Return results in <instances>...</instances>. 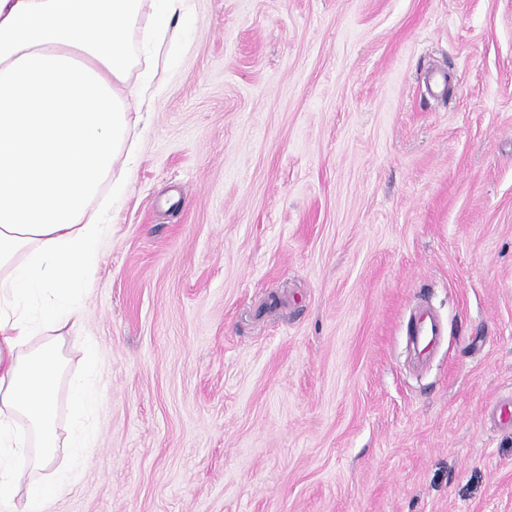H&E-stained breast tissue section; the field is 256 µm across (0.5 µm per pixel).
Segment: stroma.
<instances>
[{
	"mask_svg": "<svg viewBox=\"0 0 512 512\" xmlns=\"http://www.w3.org/2000/svg\"><path fill=\"white\" fill-rule=\"evenodd\" d=\"M168 49L49 512H512V0H193ZM440 334V325L433 318L424 314L418 317L413 335L423 351L432 345Z\"/></svg>",
	"mask_w": 512,
	"mask_h": 512,
	"instance_id": "stroma-1",
	"label": "stroma"
}]
</instances>
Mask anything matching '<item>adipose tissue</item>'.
Listing matches in <instances>:
<instances>
[{
  "mask_svg": "<svg viewBox=\"0 0 512 512\" xmlns=\"http://www.w3.org/2000/svg\"><path fill=\"white\" fill-rule=\"evenodd\" d=\"M192 0H0V512H48L72 482L101 392L96 342L77 337L113 200L130 184L155 56ZM138 74L135 98L121 92ZM80 341L85 374L67 378ZM67 399L74 428L60 439Z\"/></svg>",
  "mask_w": 512,
  "mask_h": 512,
  "instance_id": "ef3b65f1",
  "label": "adipose tissue"
}]
</instances>
